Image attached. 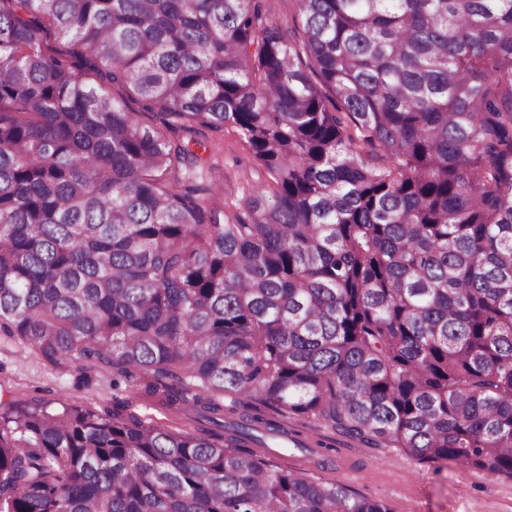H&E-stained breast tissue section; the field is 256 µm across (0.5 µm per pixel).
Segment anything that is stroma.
Segmentation results:
<instances>
[{
    "label": "stroma",
    "instance_id": "35a3bbf8",
    "mask_svg": "<svg viewBox=\"0 0 512 512\" xmlns=\"http://www.w3.org/2000/svg\"><path fill=\"white\" fill-rule=\"evenodd\" d=\"M207 137L215 147L204 153L205 166L196 178L207 180L208 166L218 167L225 195L239 198L242 187L259 178L248 151L233 128L208 132ZM124 391V385L114 384L111 370L56 368L17 339L0 336L2 402L36 401L51 411L66 402L101 409L112 406ZM289 427L334 443L332 478L342 479L355 496L384 502L391 512H512V477L490 476L456 462H423L400 448L356 444L306 419Z\"/></svg>",
    "mask_w": 512,
    "mask_h": 512
}]
</instances>
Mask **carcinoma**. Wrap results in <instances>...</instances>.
<instances>
[{
  "label": "carcinoma",
  "mask_w": 512,
  "mask_h": 512,
  "mask_svg": "<svg viewBox=\"0 0 512 512\" xmlns=\"http://www.w3.org/2000/svg\"><path fill=\"white\" fill-rule=\"evenodd\" d=\"M0 334L170 411L0 406V512H391L224 396L512 477V0H0ZM210 141L217 143L211 152L207 150L203 154L204 168L197 169L195 177L206 181L210 175L208 168L213 165L224 173V195L229 201H236L241 197V188L246 182L256 184L259 175L253 169V163L242 140L231 127H224L221 131L204 130Z\"/></svg>",
  "instance_id": "obj_1"
}]
</instances>
